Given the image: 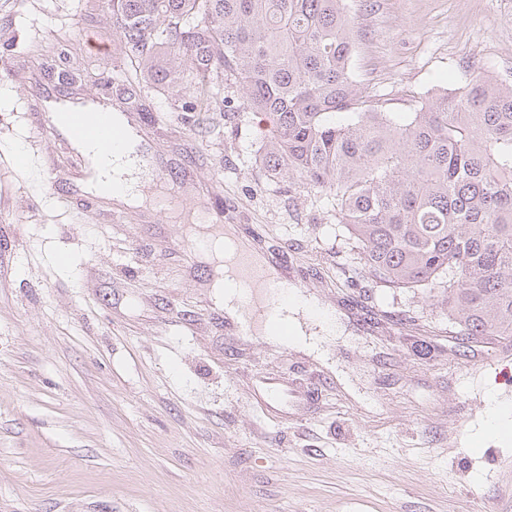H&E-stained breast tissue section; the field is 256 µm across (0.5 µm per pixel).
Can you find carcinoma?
<instances>
[{
	"label": "carcinoma",
	"instance_id": "obj_1",
	"mask_svg": "<svg viewBox=\"0 0 512 512\" xmlns=\"http://www.w3.org/2000/svg\"><path fill=\"white\" fill-rule=\"evenodd\" d=\"M155 88L202 124L224 79L270 128L263 166L319 194L364 271L442 290L452 333L512 338V84L477 74L413 112H386L354 78L345 0H105Z\"/></svg>",
	"mask_w": 512,
	"mask_h": 512
}]
</instances>
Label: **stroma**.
I'll list each match as a JSON object with an SVG mask.
<instances>
[{
	"label": "stroma",
	"mask_w": 512,
	"mask_h": 512,
	"mask_svg": "<svg viewBox=\"0 0 512 512\" xmlns=\"http://www.w3.org/2000/svg\"><path fill=\"white\" fill-rule=\"evenodd\" d=\"M347 6L356 78L387 111L480 71L512 84V0ZM131 72L94 0H0V512H512V435L489 433L512 426V339H458L439 292L372 284L313 193L260 163L266 121L238 84L201 131ZM67 98L141 134L142 206L86 192L80 151L33 136L28 113ZM198 223L283 254L340 313L328 360L231 328L190 252ZM488 359L504 375L477 398L466 371Z\"/></svg>",
	"instance_id": "35a3bbf8"
}]
</instances>
